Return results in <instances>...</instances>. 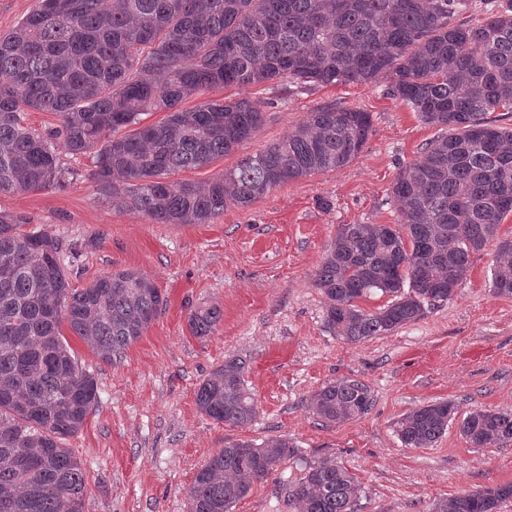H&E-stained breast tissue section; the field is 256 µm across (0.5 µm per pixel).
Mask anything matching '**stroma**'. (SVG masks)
<instances>
[{
  "label": "stroma",
  "mask_w": 512,
  "mask_h": 512,
  "mask_svg": "<svg viewBox=\"0 0 512 512\" xmlns=\"http://www.w3.org/2000/svg\"><path fill=\"white\" fill-rule=\"evenodd\" d=\"M386 80L315 86L289 81L216 87L188 106L223 98L264 99L256 135L208 166L176 173L208 182L282 140L310 112L360 108L373 115L361 153L344 167L270 190L245 208L228 206L207 224H156L118 203L103 202L86 174L88 155L57 153L71 175L65 186L0 196L1 212H20L29 227L71 244V287L119 270L152 280L168 303L120 362H102L74 334L66 339L97 385V401L66 446L87 478L83 512H190L189 490L201 466L237 440L287 439L295 456L273 479L255 484L232 512H290L276 484L303 474L302 460L333 455L356 477L359 512H433L465 491L512 482V444L475 448L457 423L431 447H405L396 432L410 410L447 400L459 415L473 409L512 413V298L490 288L512 214L496 239L473 255L454 297L426 307L416 322L350 343L323 326L325 297L313 283L326 247L342 224H394L389 190L439 128L389 96ZM218 306L215 331L196 337L189 314ZM250 360L246 386L254 419L228 426L203 415L196 392L224 360ZM351 378L371 390L363 417L323 424L310 410L326 383Z\"/></svg>",
  "instance_id": "1"
}]
</instances>
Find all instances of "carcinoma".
Instances as JSON below:
<instances>
[{
	"label": "carcinoma",
	"instance_id": "obj_1",
	"mask_svg": "<svg viewBox=\"0 0 512 512\" xmlns=\"http://www.w3.org/2000/svg\"><path fill=\"white\" fill-rule=\"evenodd\" d=\"M0 33V196L64 186L54 140L74 156L94 152L88 177L103 200L120 198L156 224H207L230 205L341 168L361 152L372 116L359 108L310 113L283 140L204 183L168 181L249 141L264 120L261 99L182 103L215 87L299 88L390 80L388 93L444 133L402 169L391 193L396 224H341L315 272L324 328L351 343L385 335L453 298L471 257L512 213V128L485 115L512 112V0H484L469 21L450 19L468 0H39ZM52 112L47 133L24 125ZM165 111L156 124L141 115ZM136 126L130 133L123 129ZM29 219L0 212V512H82L85 472L64 440L96 403L94 377L79 369L63 327L104 362H117L165 306L152 281L129 270L72 288L66 244L27 231ZM491 287L512 297V240L500 241ZM391 297L369 312L358 300ZM217 306L190 313L210 335ZM247 359L232 357L196 392L199 410L230 426L256 415L245 387ZM356 379L312 397L324 423L372 407ZM450 401L417 407L398 422L404 446L427 448L448 430ZM459 431L474 448L512 444V413L474 409ZM288 457V442L232 443L210 458L190 489L191 512H232ZM297 512H357L355 480L336 457L304 462L283 486ZM512 483L463 492L435 512H500Z\"/></svg>",
	"mask_w": 512,
	"mask_h": 512
}]
</instances>
